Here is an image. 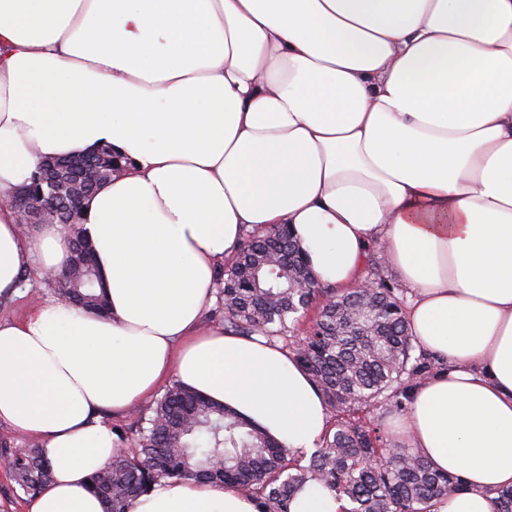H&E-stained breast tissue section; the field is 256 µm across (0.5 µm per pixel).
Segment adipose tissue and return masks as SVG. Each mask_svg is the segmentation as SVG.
I'll return each instance as SVG.
<instances>
[{
  "label": "adipose tissue",
  "instance_id": "obj_1",
  "mask_svg": "<svg viewBox=\"0 0 512 512\" xmlns=\"http://www.w3.org/2000/svg\"><path fill=\"white\" fill-rule=\"evenodd\" d=\"M127 157L82 208L110 314L62 300L0 322V423L54 482L30 512H104V415L167 378L295 454L330 425L288 350L202 325L246 230L290 225L318 282L363 284L370 243L442 362L399 434L494 512L512 485V0H0V297L60 271V225L13 203L47 157ZM131 512H257L168 480Z\"/></svg>",
  "mask_w": 512,
  "mask_h": 512
}]
</instances>
